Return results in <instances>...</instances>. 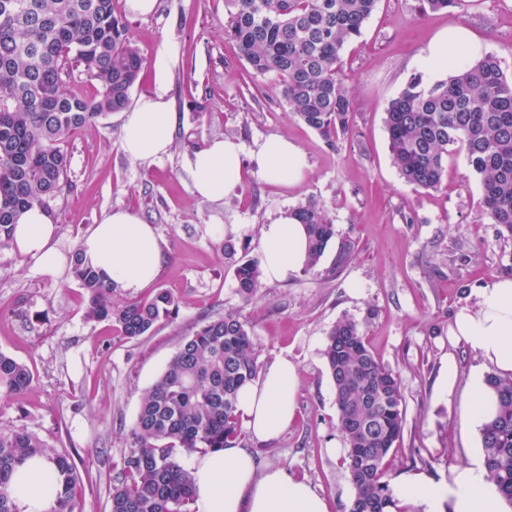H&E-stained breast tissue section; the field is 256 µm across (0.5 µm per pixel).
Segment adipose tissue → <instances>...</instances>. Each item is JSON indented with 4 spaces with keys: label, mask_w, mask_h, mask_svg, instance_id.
<instances>
[{
    "label": "adipose tissue",
    "mask_w": 512,
    "mask_h": 512,
    "mask_svg": "<svg viewBox=\"0 0 512 512\" xmlns=\"http://www.w3.org/2000/svg\"><path fill=\"white\" fill-rule=\"evenodd\" d=\"M463 48L473 52L477 44L462 28L448 27L438 34L419 63L433 74L448 72L452 56ZM177 121L165 90L142 97L124 115V154L135 160L169 155ZM246 159L260 179L280 185L298 184L307 167L302 149L281 135L267 137L249 153L237 140L214 138L187 159L193 193L208 201L234 197ZM12 248L46 272L61 271L66 264L55 242L52 215L37 207L18 217ZM79 249L124 292L150 288L165 261L154 226L124 208L112 209L99 223L90 225L79 240ZM260 251L264 278L288 279L304 265V226L295 218L280 215L262 226ZM448 334L475 352L480 363L461 391L457 388V361L449 359L437 381V392L447 399L460 395L463 418L470 425H482L495 416L498 407L497 394L486 381L487 372L512 378V277L481 289L473 304L456 312ZM298 380L297 364L280 357L240 390L237 412L255 438L276 439L287 427L296 409ZM191 470L202 512H330L326 500L309 483L292 477L282 467L261 468L254 455L239 446L198 457ZM55 482V466L48 456L28 459L10 482L18 512H52ZM394 493L404 501L423 500L428 512H503L501 497L487 481L485 471L474 464L453 466L444 481L417 472L404 474Z\"/></svg>",
    "instance_id": "obj_1"
}]
</instances>
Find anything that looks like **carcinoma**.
I'll list each match as a JSON object with an SVG mask.
<instances>
[{"mask_svg": "<svg viewBox=\"0 0 512 512\" xmlns=\"http://www.w3.org/2000/svg\"><path fill=\"white\" fill-rule=\"evenodd\" d=\"M0 0V250L12 246L19 213L72 190L65 143L111 113L125 110L145 66L126 20L112 0ZM419 10L452 14L465 0H419ZM378 0H224V34L253 73L275 78L289 112L327 146L351 132L353 106L342 54L359 38ZM94 81L91 98L70 90L74 71ZM393 165L416 189L436 190L448 174V156L464 152L480 178L481 215L512 237V79L500 59L470 61L457 54L450 74L429 83L412 75L385 109ZM306 228L308 258L316 267L336 224L316 201L294 207ZM224 259L236 293L247 302L263 286L260 264L236 258L232 240ZM71 274L84 290L85 314L108 320L121 338L138 340L178 312V299L159 289L118 301L107 278L83 254H71ZM324 357L338 409L337 428L347 451L342 465L353 490L349 512H403L387 478L386 459L405 428L398 376L368 345L362 326L341 319L327 333ZM259 373L252 334L239 312L205 318L186 337L141 397L129 430L130 446L115 466L109 512H199L192 474L181 457L239 444L240 388ZM487 381L498 393L495 417L481 428L484 465L512 508V378ZM32 371L0 352V393L31 387ZM46 453L25 425L0 432V512H17L8 492L13 471ZM58 473L57 509L74 512L78 465L73 456H50Z\"/></svg>", "mask_w": 512, "mask_h": 512, "instance_id": "1", "label": "carcinoma"}]
</instances>
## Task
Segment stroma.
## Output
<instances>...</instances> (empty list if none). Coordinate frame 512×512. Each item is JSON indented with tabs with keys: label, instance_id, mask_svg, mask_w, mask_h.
<instances>
[{
	"label": "stroma",
	"instance_id": "35a3bbf8",
	"mask_svg": "<svg viewBox=\"0 0 512 512\" xmlns=\"http://www.w3.org/2000/svg\"><path fill=\"white\" fill-rule=\"evenodd\" d=\"M418 5L379 0L361 37L346 46L353 125L334 148L289 114L269 78L253 76L224 36V0H158L152 16L129 18L132 42L146 59L130 98L165 88L179 114L173 148L155 161L128 158L119 112L74 135L66 145L73 189L53 208L57 245L72 254L89 225L114 208L133 210L161 238L167 260L156 285L175 294L177 314L139 340H123L110 323L86 317L70 271L48 274L13 250L0 251V352L34 375L28 390L0 395V431L27 426L48 452L78 459L76 512H109L115 466L142 394L204 318L231 308L251 329L260 366L283 356L300 374L288 428L267 443L246 432L240 444L262 465L309 482L330 512H348L353 495L330 453L344 439L323 357L326 334L341 319L362 325L372 351L401 381L405 428L388 457L390 480L410 470L444 481L452 466L482 459L479 429L463 419L459 399H436L433 385L448 356L464 378L478 365L475 353L450 344L448 327L477 289L512 277V238L481 216V183L463 154L449 156L440 189L403 182L391 161L384 109L448 26L468 29L512 78V0H468L456 13L425 16ZM272 134L303 150L301 183L273 185L247 165L234 198L193 195L186 158L194 148L216 137L251 148ZM310 200L336 219L337 235L320 264L265 282L242 301L218 226L237 225L239 255L256 259L262 225ZM345 243L350 252L340 265Z\"/></svg>",
	"mask_w": 512,
	"mask_h": 512
}]
</instances>
